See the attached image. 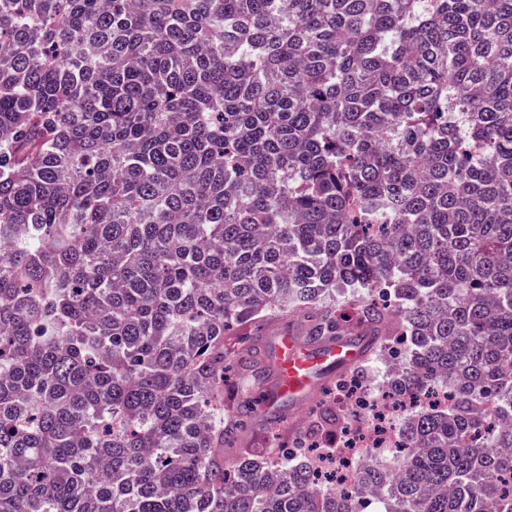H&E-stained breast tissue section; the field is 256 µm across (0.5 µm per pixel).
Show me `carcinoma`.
I'll return each mask as SVG.
<instances>
[{"instance_id":"1","label":"carcinoma","mask_w":512,"mask_h":512,"mask_svg":"<svg viewBox=\"0 0 512 512\" xmlns=\"http://www.w3.org/2000/svg\"><path fill=\"white\" fill-rule=\"evenodd\" d=\"M1 242L0 512H512V0H0ZM288 314L448 391L347 492ZM301 330V317L282 316L264 329L251 333L244 344L246 348L252 345L260 348L269 376V382L263 388L256 389L247 395V399L251 401L253 407L245 435L247 443L252 448H263L267 421L286 412L288 413V425L296 428L303 422L308 409L320 396L331 401L330 397L336 393V401L348 409L360 408L364 414V420L361 421L359 429L354 427L348 430L342 438L343 445L340 448H345L344 457L356 459L368 453L369 448L388 447L392 442V428L395 429L394 425H390L393 419L389 420L381 432L374 431L372 427L368 426L374 415H383L382 400L375 390L372 387L363 388L355 393L351 391L349 384L336 390V380L346 371V368L341 367L349 366L356 361L359 358L360 349L346 339L336 340L320 349L322 347L320 344L302 341ZM282 336L287 337H284L280 343L281 362L278 370L277 345ZM297 342L313 351L320 350L311 355ZM324 367L328 368L324 369L322 373ZM277 373V387L271 396L270 404L275 406L280 401H288L289 404L305 403L299 407L281 406L275 411L265 408L264 400L268 398L275 387ZM318 377L316 392L308 400L315 389V380Z\"/></svg>"}]
</instances>
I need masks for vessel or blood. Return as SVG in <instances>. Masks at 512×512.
Segmentation results:
<instances>
[{
    "label": "vessel or blood",
    "instance_id": "obj_1",
    "mask_svg": "<svg viewBox=\"0 0 512 512\" xmlns=\"http://www.w3.org/2000/svg\"><path fill=\"white\" fill-rule=\"evenodd\" d=\"M359 348L351 341L339 339L325 345L317 353H309L294 338L284 337L280 343V367L277 387L271 404L285 401L291 404L306 402L315 389L323 368L346 367L356 361Z\"/></svg>",
    "mask_w": 512,
    "mask_h": 512
}]
</instances>
